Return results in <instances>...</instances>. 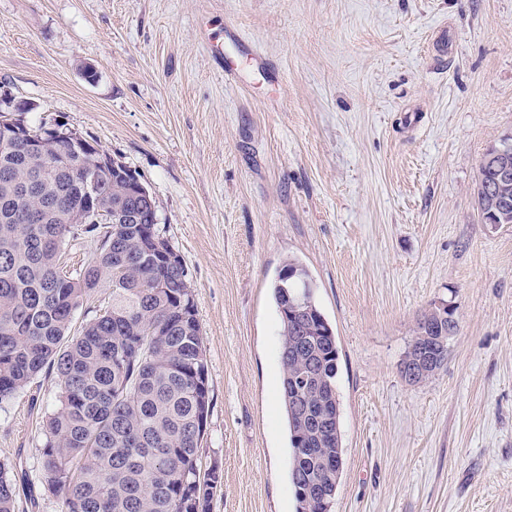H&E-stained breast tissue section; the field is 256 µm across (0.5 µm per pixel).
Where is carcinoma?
<instances>
[{
    "instance_id": "obj_1",
    "label": "carcinoma",
    "mask_w": 512,
    "mask_h": 512,
    "mask_svg": "<svg viewBox=\"0 0 512 512\" xmlns=\"http://www.w3.org/2000/svg\"><path fill=\"white\" fill-rule=\"evenodd\" d=\"M95 148L52 164L19 144H0V406L52 369L61 379L59 407L43 425L41 472L60 512H210L221 484L217 466L203 472L200 437L207 423L208 364L197 305L183 260L160 235L140 199L117 172L103 187L111 211L132 212L105 237L83 270L63 272L74 235L67 216L83 205L75 188L94 165ZM478 206L512 224V177L480 166ZM279 276L273 295L282 312L302 298L309 321L281 320L282 403L292 448L297 512H319L336 496L344 467L339 349L333 328L314 300L305 268ZM97 288L112 304L80 336L68 331L75 311ZM0 512H15L10 466L0 462Z\"/></svg>"
}]
</instances>
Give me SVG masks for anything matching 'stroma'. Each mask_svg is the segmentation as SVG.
Here are the masks:
<instances>
[{
	"label": "stroma",
	"mask_w": 512,
	"mask_h": 512,
	"mask_svg": "<svg viewBox=\"0 0 512 512\" xmlns=\"http://www.w3.org/2000/svg\"><path fill=\"white\" fill-rule=\"evenodd\" d=\"M0 89L157 198L209 366L211 512H296L274 403L290 257L339 348L331 512H512V224L477 204L484 153L512 135V0H0ZM438 302L458 331L409 383ZM60 387L40 373L0 408L15 512H60L40 470ZM447 314H448V303H446V302L435 303L433 306L428 308L426 318L422 322L421 331H422L423 336H420L422 338V340H424V339L428 340L430 338L429 336H427L426 331L430 330V327L432 326V320L435 321V324H436V322L440 323L441 321H444L447 319V317H448ZM448 315L453 316L456 319V322L452 324L451 320L448 317V323H450V326L452 328H454V331L451 333V336H453L454 333H456V331L458 329V324H459V318L457 315L456 307L453 306L452 313L448 314ZM448 340L449 339H447L446 348L443 346V349L445 348L444 352L439 349L432 350L435 353L438 352L443 355L442 358L439 354L431 353L424 344H418L404 367V377L411 383H420L425 381L427 377L436 370V365L441 358V362L438 366L439 370L447 359Z\"/></svg>",
	"instance_id": "stroma-1"
}]
</instances>
